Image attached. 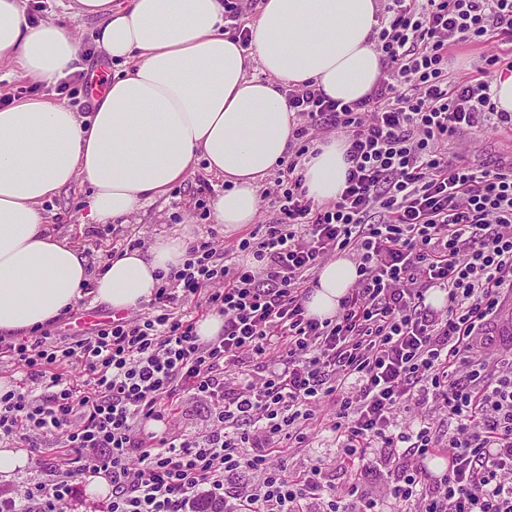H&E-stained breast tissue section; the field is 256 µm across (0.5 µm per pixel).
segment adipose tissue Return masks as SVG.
I'll return each mask as SVG.
<instances>
[{
  "label": "adipose tissue",
  "mask_w": 512,
  "mask_h": 512,
  "mask_svg": "<svg viewBox=\"0 0 512 512\" xmlns=\"http://www.w3.org/2000/svg\"><path fill=\"white\" fill-rule=\"evenodd\" d=\"M378 0H262L250 47L224 28L220 0H74L97 18L98 51L126 69L84 116L46 96L0 107V337L22 338L89 297L116 311L151 299L158 276L186 258L184 235L110 256L91 272L86 248L59 234L45 201L80 180L93 223L129 219L164 196L197 160L227 184L211 202L215 223H253L258 190L288 151L296 126L284 87L314 82L345 103L381 72L370 35ZM83 43L64 25L31 24L25 0H0V74L51 87L79 68ZM259 64L263 78L250 76ZM348 164L343 141L320 142L304 162L305 186L335 200ZM358 278L345 258L320 270L305 305L335 315Z\"/></svg>",
  "instance_id": "adipose-tissue-1"
}]
</instances>
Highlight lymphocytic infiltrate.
I'll list each match as a JSON object with an SVG mask.
<instances>
[{
	"label": "lymphocytic infiltrate",
	"instance_id": "f902f5d3",
	"mask_svg": "<svg viewBox=\"0 0 512 512\" xmlns=\"http://www.w3.org/2000/svg\"><path fill=\"white\" fill-rule=\"evenodd\" d=\"M381 75L343 103L313 84L285 91L302 118L277 180L278 217L216 252L198 239L163 278L148 317H121L69 340L39 329L0 339V359L47 395L0 391V447L40 451L64 434L49 468L0 512H64L73 480L104 476L108 512H512V341L496 334L512 298V162L478 167L459 136L512 129L492 100L491 75L512 69V0H390L373 29ZM493 43L474 73L448 69L453 47ZM343 131L345 187L318 202L304 187L313 131ZM344 255L358 278L336 314L310 316L305 300L326 261ZM437 288L447 304H425ZM223 316L213 338L196 332L189 299ZM79 358L85 378L64 371ZM204 396L214 427L170 435L183 393ZM440 402L447 432L419 410ZM355 480L327 490L321 465L278 462L307 447L317 403ZM396 466L382 501L357 482L377 449ZM442 456L432 471L429 459ZM256 473L251 488L229 489Z\"/></svg>",
	"mask_w": 512,
	"mask_h": 512
}]
</instances>
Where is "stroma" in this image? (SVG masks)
<instances>
[{
    "label": "stroma",
    "mask_w": 512,
    "mask_h": 512,
    "mask_svg": "<svg viewBox=\"0 0 512 512\" xmlns=\"http://www.w3.org/2000/svg\"><path fill=\"white\" fill-rule=\"evenodd\" d=\"M82 64V71L68 79L64 88H51L50 93L54 96H64L75 111L85 115L91 110L92 95L86 89L90 75L102 72L112 77L115 76L118 67L93 49L84 54ZM456 147L472 164H490L501 157H512V133L488 129L459 138ZM203 182L208 184L209 189L201 195L198 194L197 188ZM224 188V181L209 174L205 161L201 160L186 180L174 185L165 197L136 211L127 224L116 228L98 224L88 225L82 242L87 246L90 266L95 267L101 263L103 255L99 251L100 246L123 242L131 235L147 243L175 229L193 239L205 235L206 231L211 229L215 232L213 242L216 248L224 250L247 237L254 225L275 220L277 205L274 197L270 196L261 201L254 224H247L231 231L224 230L223 226L214 225L209 203L215 194L223 192ZM88 192L87 185L77 181L63 189L52 201L45 203V210L51 215L53 224H56L61 233H70L72 224L77 223L84 214ZM111 315V309L93 303L87 298L66 317L50 325L49 330L55 336H77ZM211 427L208 400L196 394L183 395L171 421L172 433L178 436L200 435L208 432ZM338 455L335 441L323 429L316 428L310 432L308 447L292 449L286 465L291 469H303L309 467L311 463H321L324 466L327 486L341 490L349 485L351 474L338 465Z\"/></svg>",
    "instance_id": "obj_1"
}]
</instances>
